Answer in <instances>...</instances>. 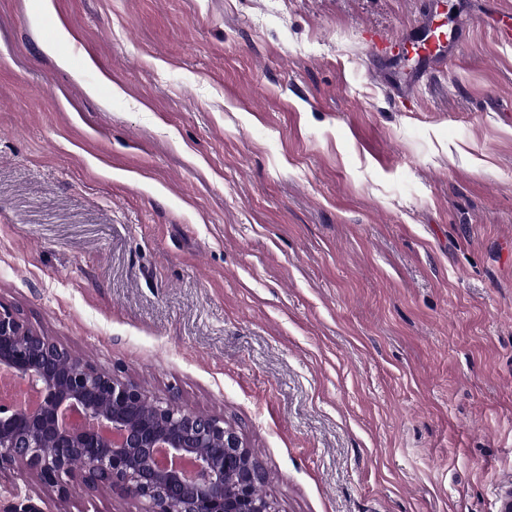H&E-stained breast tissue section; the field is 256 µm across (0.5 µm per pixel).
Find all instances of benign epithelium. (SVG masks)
Returning a JSON list of instances; mask_svg holds the SVG:
<instances>
[{"mask_svg":"<svg viewBox=\"0 0 512 512\" xmlns=\"http://www.w3.org/2000/svg\"><path fill=\"white\" fill-rule=\"evenodd\" d=\"M39 395L32 410L0 403V470L72 489L105 485L146 512H278L258 492L264 474L224 419L151 398L34 332L0 304V371ZM0 512H41L29 499Z\"/></svg>","mask_w":512,"mask_h":512,"instance_id":"1","label":"benign epithelium"}]
</instances>
